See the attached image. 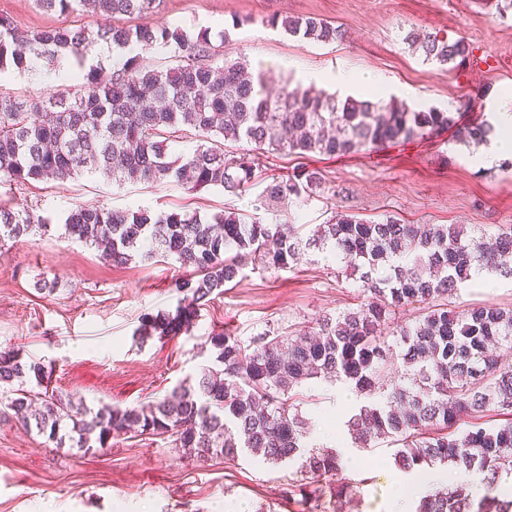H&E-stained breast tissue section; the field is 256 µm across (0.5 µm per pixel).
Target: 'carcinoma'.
<instances>
[{"label": "carcinoma", "instance_id": "carcinoma-1", "mask_svg": "<svg viewBox=\"0 0 512 512\" xmlns=\"http://www.w3.org/2000/svg\"><path fill=\"white\" fill-rule=\"evenodd\" d=\"M46 12L92 9L118 23L91 33L77 26H47L20 35L0 18V75L26 71L36 59L77 65L73 85L46 96L0 94V175L16 183L65 182L100 173L115 183L176 182L190 189L219 186L238 198L255 181L251 162L224 149L228 143L264 145L299 155L346 156L403 145L418 137L452 131L465 146L488 142L487 120L463 121L436 107L414 110L391 101L344 99L334 94L263 89L262 76L243 58L215 63L219 49L205 33L180 27L155 28L145 19L154 0H37ZM268 24L317 43L343 38L340 27L315 17L272 15ZM407 43L445 71L470 56L462 38L448 41L411 30ZM104 41L129 49L104 82L85 70L89 46ZM178 49L165 68L142 64L135 50ZM195 131L199 144L179 156L169 152L174 134ZM317 171L272 176L260 199L307 200L319 189ZM44 218L0 206V242L43 227ZM68 235L100 249L110 262H149L172 257L189 276L175 287L183 294L175 311L147 314L141 336H175L193 323L196 309L223 293L245 267L259 260L284 270L301 251L315 248L365 269L369 299L357 308L325 316L312 336L262 333L242 342L229 331L209 334L216 350L198 388L182 382L163 399L137 408L103 406L97 411L15 381L43 386L44 366L14 351H0V415L61 446L104 449L115 436L131 433L174 438L175 447L198 460L230 462L250 455L277 465L298 463L284 494L298 496L307 512H346L361 503V487L341 476V456L304 442V421L289 414L284 397L297 385L323 377L353 384L372 398L344 425L356 448L377 439L397 445L394 461L405 470L448 464L484 474L483 494L464 483L423 496L412 512H512V367L499 350L512 351V307L451 304L472 272L512 275V226L496 234H467L458 224H403L336 215L302 239L294 224H264L230 205L211 216L197 212L113 210L78 205L64 221ZM417 308L415 322L399 326L396 341L382 326L398 309ZM400 371L387 383L389 367ZM494 411L504 422H481Z\"/></svg>", "mask_w": 512, "mask_h": 512}]
</instances>
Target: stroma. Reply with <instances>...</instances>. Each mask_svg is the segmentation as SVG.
I'll use <instances>...</instances> for the list:
<instances>
[{
  "instance_id": "1",
  "label": "stroma",
  "mask_w": 512,
  "mask_h": 512,
  "mask_svg": "<svg viewBox=\"0 0 512 512\" xmlns=\"http://www.w3.org/2000/svg\"><path fill=\"white\" fill-rule=\"evenodd\" d=\"M314 16L345 29L327 45L293 38L267 23L270 15ZM19 32L72 24L111 26L106 15L50 14L37 0H0V16ZM152 26L207 31L225 57L245 58L267 87L304 88L316 75L322 91L335 92L338 73L380 78L379 87L351 86L347 95L397 100L412 108H462L466 121L485 119L499 105L512 107V0H156ZM465 39L474 56L442 71L411 49L410 30ZM62 69L44 65L0 76V93L40 96L70 88ZM254 163L248 194L230 199L216 187L188 191L175 183L115 185L100 174L16 184L0 181V205L47 218L46 228L0 245V350L17 349L40 361L51 390L95 409L137 407L165 397L180 382L197 384L214 355L207 338L227 329L241 341L276 330L293 336L316 331L319 318L363 302L358 274L332 256L309 249L291 269L248 265L201 306L189 330L140 340L144 314L174 310L172 286L183 276L167 259L115 266L93 246L66 234V212L76 205L210 215L227 204L267 224H294L301 237L338 214L405 224H463L472 234L512 225V161L483 167L473 148L448 135L346 157L279 154L239 144ZM319 170L322 185L310 200L255 207L270 175L299 168ZM55 282L53 292L38 290ZM458 305H512V277L487 273L462 286ZM360 392L339 381L311 379L285 406L309 422L306 440L316 448L346 438L342 416L364 404ZM343 474L363 481L361 512H390L401 471L386 444L351 449ZM292 470L245 455L205 463L180 457L170 438L143 435L112 439L108 449L81 454L58 448L46 436L0 418V512H303L299 499L281 490Z\"/></svg>"
}]
</instances>
